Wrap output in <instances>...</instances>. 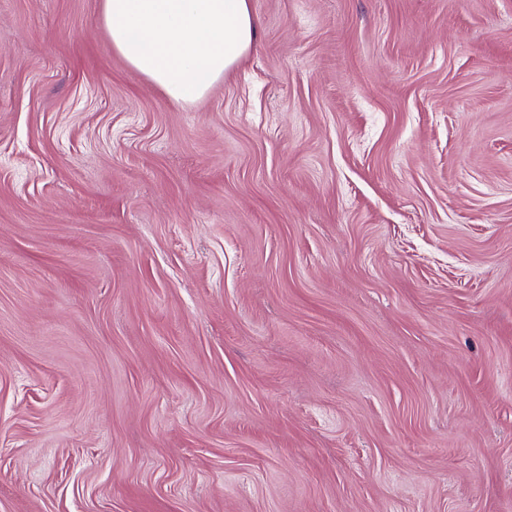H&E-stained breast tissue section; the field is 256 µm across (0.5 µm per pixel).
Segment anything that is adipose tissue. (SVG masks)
Here are the masks:
<instances>
[{
	"label": "adipose tissue",
	"instance_id": "1",
	"mask_svg": "<svg viewBox=\"0 0 512 512\" xmlns=\"http://www.w3.org/2000/svg\"><path fill=\"white\" fill-rule=\"evenodd\" d=\"M113 49L173 103L203 99L256 43L249 0H101Z\"/></svg>",
	"mask_w": 512,
	"mask_h": 512
}]
</instances>
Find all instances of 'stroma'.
I'll return each mask as SVG.
<instances>
[{"mask_svg":"<svg viewBox=\"0 0 512 512\" xmlns=\"http://www.w3.org/2000/svg\"><path fill=\"white\" fill-rule=\"evenodd\" d=\"M250 5L0 0V512H512V0ZM112 48L173 103L203 99L256 43L249 0H101Z\"/></svg>","mask_w":512,"mask_h":512,"instance_id":"1","label":"stroma"}]
</instances>
